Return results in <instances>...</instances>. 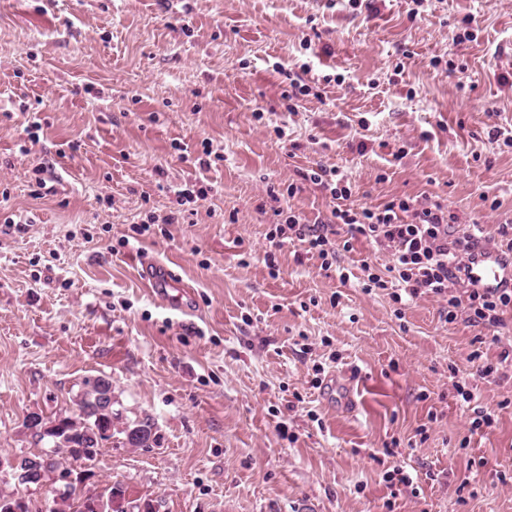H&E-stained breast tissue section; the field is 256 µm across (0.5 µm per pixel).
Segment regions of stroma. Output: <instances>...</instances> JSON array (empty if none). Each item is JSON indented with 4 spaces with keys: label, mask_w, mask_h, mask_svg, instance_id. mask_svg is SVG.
<instances>
[{
    "label": "stroma",
    "mask_w": 512,
    "mask_h": 512,
    "mask_svg": "<svg viewBox=\"0 0 512 512\" xmlns=\"http://www.w3.org/2000/svg\"><path fill=\"white\" fill-rule=\"evenodd\" d=\"M374 4L0 0L1 460L45 451L28 413L74 414L106 378L115 428L146 419L155 440L105 442L77 502L116 486L117 512H512V378L471 362L498 347L435 298L399 317L385 291L341 281L387 263L367 243L329 273L301 243L278 276L264 262L274 210L329 215L315 185L285 195L318 163L357 208L436 195L490 231L512 220V147L491 136L512 137V0H429L413 20L410 0ZM286 70L314 89L293 112ZM205 141L224 151L207 170ZM194 178L207 200L161 223ZM145 257L191 288L190 312L145 288ZM319 367L356 411L325 402ZM458 382L491 429L470 433ZM399 468L412 487L389 486Z\"/></svg>",
    "instance_id": "stroma-1"
}]
</instances>
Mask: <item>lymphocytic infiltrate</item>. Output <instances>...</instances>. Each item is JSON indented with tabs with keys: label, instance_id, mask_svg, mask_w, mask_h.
Returning a JSON list of instances; mask_svg holds the SVG:
<instances>
[{
	"label": "lymphocytic infiltrate",
	"instance_id": "1",
	"mask_svg": "<svg viewBox=\"0 0 512 512\" xmlns=\"http://www.w3.org/2000/svg\"><path fill=\"white\" fill-rule=\"evenodd\" d=\"M299 176L329 193L337 205L329 217L312 224L302 223L292 213L284 222L274 224L266 236L265 262L270 269L278 267L277 252L297 240L317 253L321 270L327 272L339 252L351 251L354 240L365 239L385 252L389 261L381 268L364 261L362 288L386 291L402 308L422 295L441 299L444 322L460 319L488 330L490 343L500 347L493 362L483 359L481 351H474L478 377L497 381L512 376V347L502 346L496 333L512 311V288H478L465 277L469 263L489 243L484 225L462 223L447 204L429 198H397L356 210L347 203L351 190L339 169L318 164L300 170Z\"/></svg>",
	"mask_w": 512,
	"mask_h": 512
}]
</instances>
